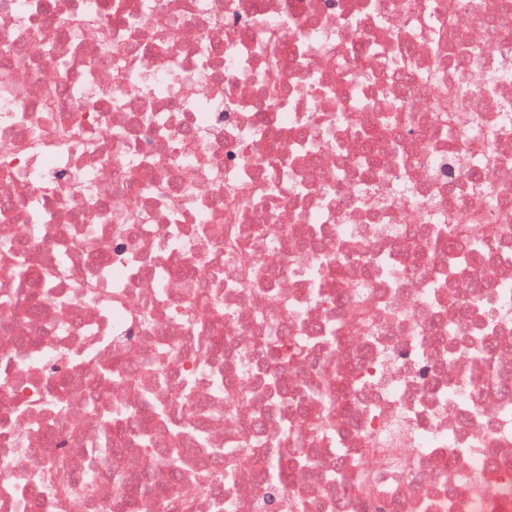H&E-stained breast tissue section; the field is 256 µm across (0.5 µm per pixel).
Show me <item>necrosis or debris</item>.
<instances>
[{
    "instance_id": "4bbe7bcc",
    "label": "necrosis or debris",
    "mask_w": 512,
    "mask_h": 512,
    "mask_svg": "<svg viewBox=\"0 0 512 512\" xmlns=\"http://www.w3.org/2000/svg\"><path fill=\"white\" fill-rule=\"evenodd\" d=\"M506 12L512 0H0V69L21 90L0 97V512H111L104 480L82 511L46 492V429L64 417L81 479L103 412L127 427L144 398L157 418L126 457L204 417L152 480L188 495L205 477L192 512H267L331 322L363 385L314 433L318 471L295 468L280 512H448L452 498L512 512V391L474 386L470 356L493 345L512 369V225L453 276L412 230L512 214V27L486 26ZM462 87L464 142L435 110ZM485 152L497 162L477 170ZM105 204L127 219L102 222ZM316 252L338 275L317 277ZM20 263L54 274L41 316L16 304L34 287ZM477 290L489 314L468 309ZM272 335L302 358L269 369ZM162 343L186 361L154 370ZM116 358L135 383L106 381ZM57 364L68 389L48 399Z\"/></svg>"
}]
</instances>
